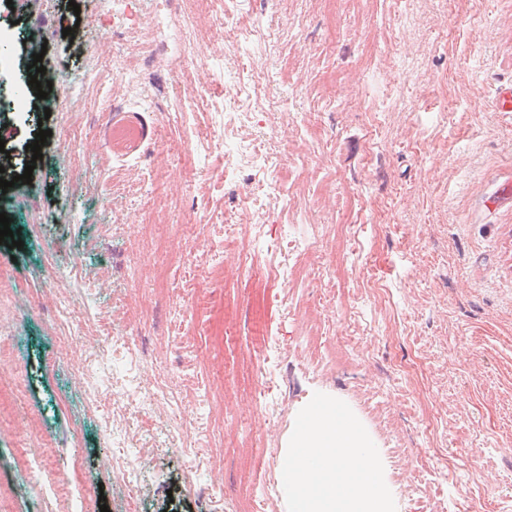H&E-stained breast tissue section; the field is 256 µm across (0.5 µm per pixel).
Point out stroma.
<instances>
[{
    "label": "stroma",
    "instance_id": "1",
    "mask_svg": "<svg viewBox=\"0 0 512 512\" xmlns=\"http://www.w3.org/2000/svg\"><path fill=\"white\" fill-rule=\"evenodd\" d=\"M0 8V139L16 173L26 144L51 130L32 181L10 190L23 248L0 245V488L9 512H126L127 489L103 461L101 423L126 409L123 445L138 458V512H285L278 472L297 407L317 389L339 395L374 433L398 512L460 501L512 512V112L493 90L512 82V0H342L336 28L322 0H139L136 29L115 36L97 0H27ZM195 15V64L179 55L177 12ZM254 15L276 39L217 15ZM74 30L65 37L63 28ZM47 42L46 80L102 66L71 112L41 120L15 106L20 44ZM141 68L128 89L124 73ZM252 80L243 115L224 121V80ZM285 98L268 108L262 81ZM146 133L114 151V115ZM249 150L267 138L272 196L238 204L252 178L225 167L210 136ZM234 212L225 237L218 217ZM290 224L306 255L268 249ZM319 236L308 238L309 225ZM261 263L300 265L257 334L243 245ZM288 375L285 396L256 405L247 367ZM94 384L99 405L85 403ZM177 394L175 416L153 406ZM436 419L434 429L424 426ZM192 454H185L186 441ZM41 448L55 491L22 482L27 445ZM456 454L446 467L447 454ZM194 470L206 494L186 482Z\"/></svg>",
    "mask_w": 512,
    "mask_h": 512
}]
</instances>
